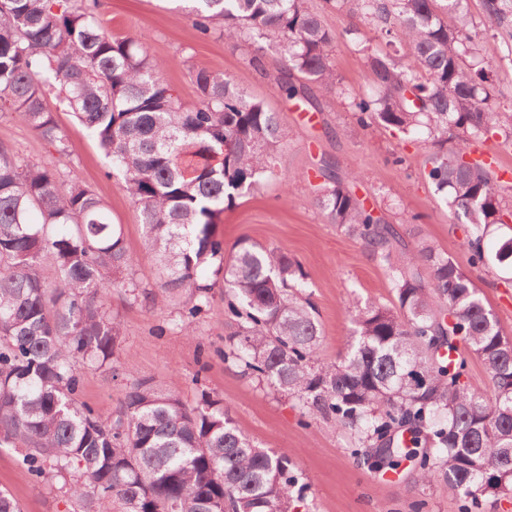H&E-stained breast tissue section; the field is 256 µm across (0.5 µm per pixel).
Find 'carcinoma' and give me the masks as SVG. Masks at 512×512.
I'll return each mask as SVG.
<instances>
[{"label": "carcinoma", "instance_id": "obj_1", "mask_svg": "<svg viewBox=\"0 0 512 512\" xmlns=\"http://www.w3.org/2000/svg\"><path fill=\"white\" fill-rule=\"evenodd\" d=\"M194 26L231 43L275 37L283 64L270 78L286 100L314 104L313 89L336 85L335 33L305 0H188ZM392 18L408 45L400 57L368 56L378 93L350 102L356 123L436 148L424 177L472 228L474 265L512 273V258L486 257L484 240L512 219L498 176L479 159L446 150L448 133L512 140V109L492 107L489 64L469 33L467 0H354ZM99 0H0V112L55 151L29 164L0 145V447L18 448L27 471L72 470L81 512H290L297 477L285 453L255 446L218 399L194 406L137 379L113 413L79 400L77 363L116 371L119 324L109 286L139 294L136 260L121 228L90 189L60 187L68 155L47 106L67 101L111 159L139 206L147 245L165 275L152 304L187 296L181 331L210 303L209 267L228 288L232 331L216 355L298 401L310 419L334 418L360 456L394 466L412 448L418 479L438 478L463 498L512 496V338L503 334L469 276L420 238L399 251L395 227L365 205L351 181L322 160L316 188L325 220L359 239L392 273L397 304L355 311L354 339L337 363L316 357L321 329L302 295L305 273L288 254L243 241L229 259L214 226L236 200L276 177L286 138L281 114L219 70L195 74L198 102L186 107L167 84L165 64L135 37H116ZM501 24L512 0H484ZM453 24H448V21ZM56 279L50 284L44 265ZM428 270L424 279L421 269ZM485 366L489 389L467 381L462 350Z\"/></svg>", "mask_w": 512, "mask_h": 512}]
</instances>
